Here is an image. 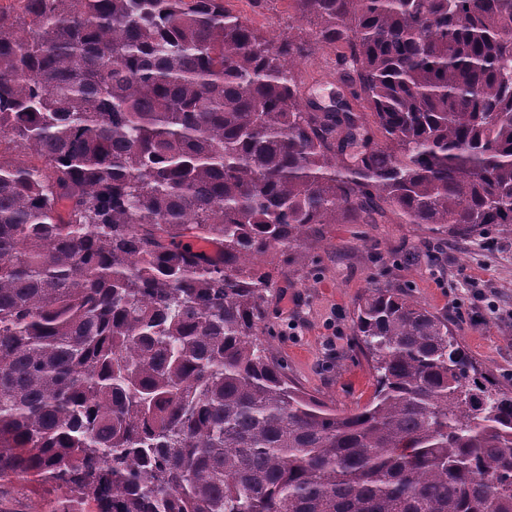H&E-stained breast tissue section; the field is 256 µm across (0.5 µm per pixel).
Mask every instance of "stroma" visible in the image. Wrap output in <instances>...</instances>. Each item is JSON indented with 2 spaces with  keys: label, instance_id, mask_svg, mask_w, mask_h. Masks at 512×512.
I'll return each mask as SVG.
<instances>
[{
  "label": "stroma",
  "instance_id": "35a3bbf8",
  "mask_svg": "<svg viewBox=\"0 0 512 512\" xmlns=\"http://www.w3.org/2000/svg\"><path fill=\"white\" fill-rule=\"evenodd\" d=\"M267 37L296 16L289 0H224ZM312 98L327 106L345 94L336 52L301 64ZM374 286L403 288L447 317L481 372L512 385V232L460 241L426 224L385 215L374 224H324L304 256L273 271L265 327L273 355L304 391L350 410L373 396L375 379L352 334L357 299ZM54 495L27 483H0V512H55Z\"/></svg>",
  "mask_w": 512,
  "mask_h": 512
}]
</instances>
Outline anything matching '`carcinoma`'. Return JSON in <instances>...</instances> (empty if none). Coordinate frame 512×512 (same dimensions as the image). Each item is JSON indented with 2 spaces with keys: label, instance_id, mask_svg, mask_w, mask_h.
<instances>
[{
  "label": "carcinoma",
  "instance_id": "obj_1",
  "mask_svg": "<svg viewBox=\"0 0 512 512\" xmlns=\"http://www.w3.org/2000/svg\"><path fill=\"white\" fill-rule=\"evenodd\" d=\"M0 10V481L95 512H512V389L400 288L354 306L370 401L264 345L269 266L386 211L512 231V0ZM361 111L317 112L301 60ZM224 3L266 37L276 38L281 32L288 31L289 22L294 26L300 25L289 0H272L264 7L253 5L250 0H224ZM301 74L310 88V97L322 106H329L338 94L349 97L343 72L336 65V50L327 48L302 60Z\"/></svg>",
  "mask_w": 512,
  "mask_h": 512
}]
</instances>
